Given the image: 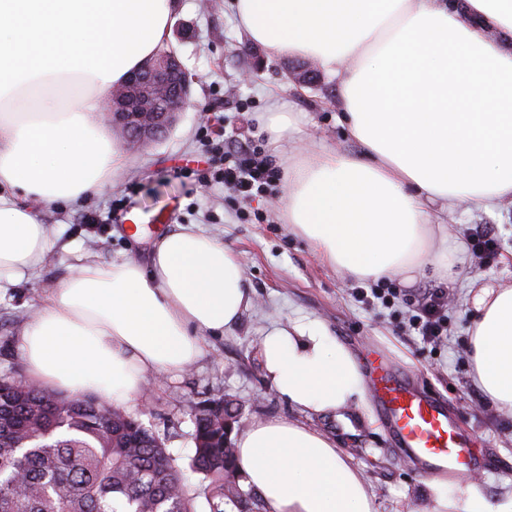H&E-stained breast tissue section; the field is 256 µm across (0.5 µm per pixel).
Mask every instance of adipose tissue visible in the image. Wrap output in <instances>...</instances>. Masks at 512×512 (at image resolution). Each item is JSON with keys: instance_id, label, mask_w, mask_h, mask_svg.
I'll return each mask as SVG.
<instances>
[{"instance_id": "ef3b65f1", "label": "adipose tissue", "mask_w": 512, "mask_h": 512, "mask_svg": "<svg viewBox=\"0 0 512 512\" xmlns=\"http://www.w3.org/2000/svg\"><path fill=\"white\" fill-rule=\"evenodd\" d=\"M177 0H0V288L50 249L38 205L102 193L127 164L104 118L113 88L169 36ZM240 26L271 53L316 62L337 88V120L363 155L309 149L288 163L284 213L331 267L354 279L425 267L449 275L438 231L463 204L512 198V0H235ZM251 303L232 249L163 232L146 261L81 260L28 318L31 384L128 401L146 375L184 369L200 337ZM475 385L512 411V286L474 298ZM260 355L290 404L332 413L363 399L350 351L317 321L272 325ZM236 464L267 512H372L349 456L286 418L250 425ZM425 512H512V492L431 481Z\"/></svg>"}]
</instances>
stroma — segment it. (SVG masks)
Instances as JSON below:
<instances>
[{
	"label": "stroma",
	"instance_id": "35a3bbf8",
	"mask_svg": "<svg viewBox=\"0 0 512 512\" xmlns=\"http://www.w3.org/2000/svg\"><path fill=\"white\" fill-rule=\"evenodd\" d=\"M168 44L193 77L190 105L160 140L125 147L129 165L114 175L111 188L82 203L40 208L39 219L47 224L53 245L33 273L0 291V379L28 382L21 331L29 313L68 274L78 256L103 264L133 256L144 259L158 228L191 226L235 252L252 290V302L234 328L201 338L202 353L187 369L176 375L146 376L123 405L163 440L188 489H196L201 481L190 467L195 452L194 412L199 405L231 394L246 426L300 416L269 386L259 345L271 323L315 319L357 359L379 356L445 401L470 434L474 450L487 460L472 473L477 485L487 493L512 491V412L489 400H476L469 356L476 293L482 287L512 284V201L490 211L470 206L457 209L448 222V261L457 271L454 280L428 272L407 282L390 273L382 285L400 289L398 299L388 306L365 309L354 294L356 281L324 264L304 238L289 230L283 211L284 185H277L272 195L244 202L222 186L205 188L180 175L182 169L203 164L199 127L205 110L211 108L223 114L228 136H259L267 112L274 107L297 112L294 129L280 141L265 142L267 154L282 170L289 157L308 148L360 153L359 144L337 121L334 81L323 73L314 85L300 84L293 74L304 68V60L266 51L261 54L260 74L244 80L252 63L247 53L250 42L232 0H178ZM116 199L125 202L117 213L112 210ZM91 210L101 215V223H84V214ZM134 211L142 215L145 228L137 239L127 223ZM478 225L488 226L497 244L487 267L471 261L462 245L464 233ZM424 288H439L447 295L451 329L447 344L425 345L399 330L408 321L410 297ZM304 419L351 455L370 491L373 512H424L428 478L394 448L386 424L370 403H353L342 420L321 413Z\"/></svg>",
	"mask_w": 512,
	"mask_h": 512
}]
</instances>
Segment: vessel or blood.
Here are the masks:
<instances>
[{"mask_svg":"<svg viewBox=\"0 0 512 512\" xmlns=\"http://www.w3.org/2000/svg\"><path fill=\"white\" fill-rule=\"evenodd\" d=\"M365 365L377 411L390 422L394 442L406 457L424 471L450 479L479 467L470 439L449 418L444 404L415 391L376 356H367Z\"/></svg>","mask_w":512,"mask_h":512,"instance_id":"vessel-or-blood-1","label":"vessel or blood"}]
</instances>
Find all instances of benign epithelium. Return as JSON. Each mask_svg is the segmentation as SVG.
I'll return each instance as SVG.
<instances>
[{"label": "benign epithelium", "instance_id": "1", "mask_svg": "<svg viewBox=\"0 0 512 512\" xmlns=\"http://www.w3.org/2000/svg\"><path fill=\"white\" fill-rule=\"evenodd\" d=\"M190 83L177 56L162 54L111 92L106 119L120 139L128 143L154 140L173 125L190 103Z\"/></svg>", "mask_w": 512, "mask_h": 512}]
</instances>
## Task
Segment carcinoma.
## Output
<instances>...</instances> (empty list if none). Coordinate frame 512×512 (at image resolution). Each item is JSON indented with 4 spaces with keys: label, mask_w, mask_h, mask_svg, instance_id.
Wrapping results in <instances>:
<instances>
[{
    "label": "carcinoma",
    "mask_w": 512,
    "mask_h": 512,
    "mask_svg": "<svg viewBox=\"0 0 512 512\" xmlns=\"http://www.w3.org/2000/svg\"><path fill=\"white\" fill-rule=\"evenodd\" d=\"M195 419L194 493L163 442L118 406L33 385L0 382V512H267L245 490L236 449L224 438L233 400Z\"/></svg>",
    "instance_id": "obj_1"
}]
</instances>
